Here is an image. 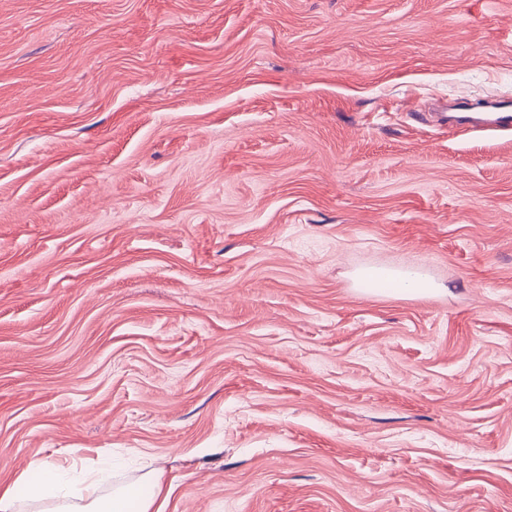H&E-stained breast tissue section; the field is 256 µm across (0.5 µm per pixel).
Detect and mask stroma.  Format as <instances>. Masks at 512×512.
Here are the masks:
<instances>
[{
	"instance_id": "stroma-1",
	"label": "stroma",
	"mask_w": 512,
	"mask_h": 512,
	"mask_svg": "<svg viewBox=\"0 0 512 512\" xmlns=\"http://www.w3.org/2000/svg\"><path fill=\"white\" fill-rule=\"evenodd\" d=\"M490 95L512 0H0V486L512 512V131L441 121Z\"/></svg>"
}]
</instances>
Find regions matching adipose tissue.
Here are the masks:
<instances>
[{
    "instance_id": "obj_1",
    "label": "adipose tissue",
    "mask_w": 512,
    "mask_h": 512,
    "mask_svg": "<svg viewBox=\"0 0 512 512\" xmlns=\"http://www.w3.org/2000/svg\"><path fill=\"white\" fill-rule=\"evenodd\" d=\"M34 483L18 478L0 490V512H20L21 504L34 512H162L166 501L160 475L146 477L147 493L135 488L102 491L109 475L102 469H87L73 476L68 468L46 461H34Z\"/></svg>"
}]
</instances>
